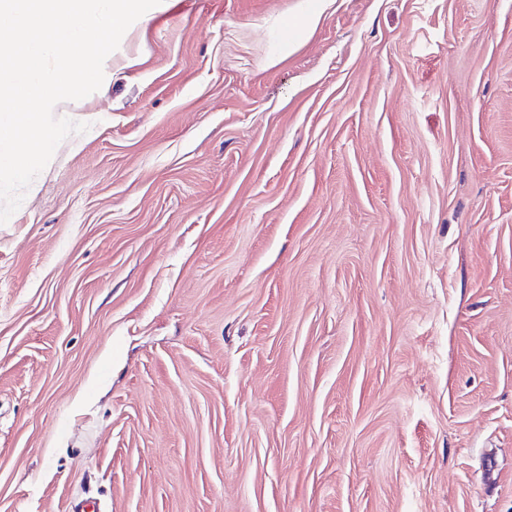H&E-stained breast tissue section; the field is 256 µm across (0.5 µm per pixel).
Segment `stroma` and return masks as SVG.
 <instances>
[{"instance_id":"35a3bbf8","label":"stroma","mask_w":512,"mask_h":512,"mask_svg":"<svg viewBox=\"0 0 512 512\" xmlns=\"http://www.w3.org/2000/svg\"><path fill=\"white\" fill-rule=\"evenodd\" d=\"M301 4L162 0L55 107L0 512H512V0H331L279 55Z\"/></svg>"}]
</instances>
